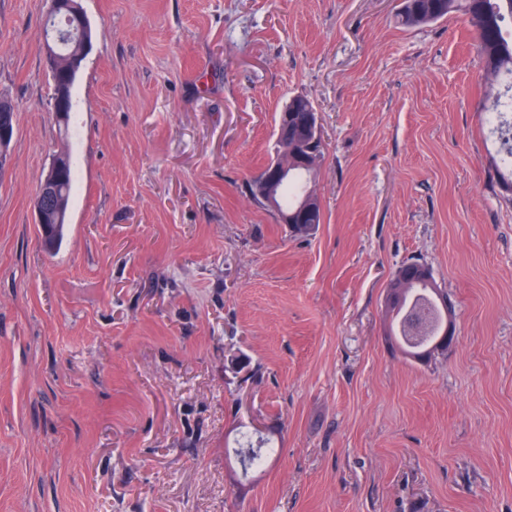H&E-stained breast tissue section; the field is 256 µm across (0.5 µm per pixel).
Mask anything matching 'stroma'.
<instances>
[{"label": "stroma", "mask_w": 512, "mask_h": 512, "mask_svg": "<svg viewBox=\"0 0 512 512\" xmlns=\"http://www.w3.org/2000/svg\"><path fill=\"white\" fill-rule=\"evenodd\" d=\"M69 136L39 43L0 0V512H512V192L463 18L400 0H80ZM314 105L309 237L251 199L277 118ZM69 228L35 200L60 150ZM420 259L455 341L419 362L387 287ZM276 445L237 483L240 427ZM0 174L4 155L15 135V107L7 98L0 97ZM59 154L68 162L66 177L65 168L61 157L55 155L40 184L35 202V210L37 216L36 224H39L41 227L42 244L47 248H49L51 244L50 235L48 234V225L53 224V246L51 249H45L48 252L54 251L64 237L66 226L68 224L69 203L72 193L76 187V168L72 161L70 152L68 150H62ZM63 180L64 182L62 183ZM59 187L61 192L60 196L63 199L65 206L64 216L60 224Z\"/></svg>", "instance_id": "35a3bbf8"}]
</instances>
